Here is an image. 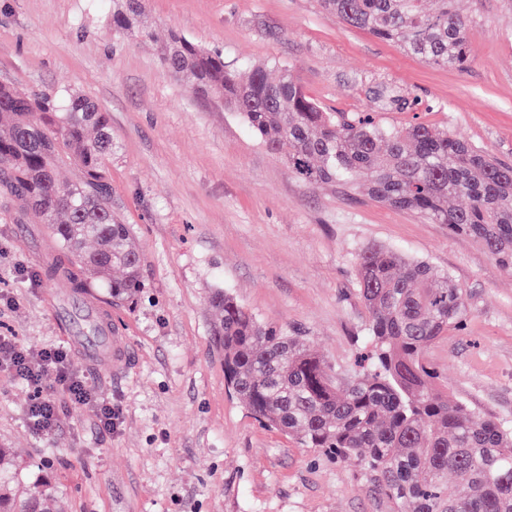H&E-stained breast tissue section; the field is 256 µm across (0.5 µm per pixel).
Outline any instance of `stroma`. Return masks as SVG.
<instances>
[{"instance_id": "35a3bbf8", "label": "stroma", "mask_w": 512, "mask_h": 512, "mask_svg": "<svg viewBox=\"0 0 512 512\" xmlns=\"http://www.w3.org/2000/svg\"><path fill=\"white\" fill-rule=\"evenodd\" d=\"M157 39L112 31L110 0H0V83L54 96L72 89L111 119L112 209L140 246L143 286L99 322L127 352L103 376L81 343L84 305L42 276L48 225L15 224L0 194V335L67 346L68 368L119 404L116 432L70 401L50 433L28 424L24 383L0 372V446L19 492L42 478L64 512H397L355 462L256 420L228 388L210 296L221 288L287 328L349 377L368 313L357 254L385 246L446 270L469 315L427 352L438 388L512 427V272L471 237L373 201L341 181L309 186L235 113L193 95L159 58L178 31L225 61L273 59L339 112L447 129L512 164V0H457L470 22L467 69L433 67L340 23L317 0H144Z\"/></svg>"}]
</instances>
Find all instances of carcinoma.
<instances>
[{"label":"carcinoma","instance_id":"carcinoma-1","mask_svg":"<svg viewBox=\"0 0 512 512\" xmlns=\"http://www.w3.org/2000/svg\"><path fill=\"white\" fill-rule=\"evenodd\" d=\"M343 24L397 44L425 62L463 70L469 20L454 0H318ZM112 30L152 36L143 0H112ZM165 69L195 95L237 113L265 147L287 146L288 171L309 185L343 180L371 198L408 210L453 235L478 241L512 271V166L423 123L387 127L364 112H329L279 68L244 72L172 34L160 46ZM106 111L77 91L28 96L0 84V191L51 227L63 259L44 277L78 294L105 288L115 303L143 285L142 258L128 225L112 213ZM69 166L75 177L57 179ZM464 200L451 207L448 199ZM368 313V352L348 385L281 326L259 320L225 290L211 295L224 377L251 415L319 448L338 463L355 460L374 490L415 512H512V428L475 416L436 388L428 348L463 325V290L425 260L378 247L356 259ZM16 461L0 448V512H57L49 482L21 498L9 482ZM457 490L446 491L448 475Z\"/></svg>","mask_w":512,"mask_h":512}]
</instances>
